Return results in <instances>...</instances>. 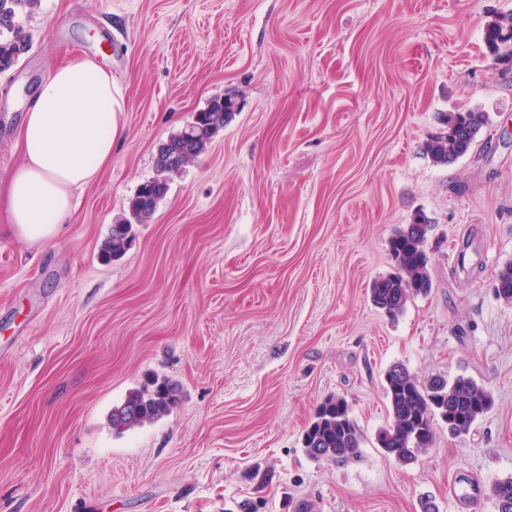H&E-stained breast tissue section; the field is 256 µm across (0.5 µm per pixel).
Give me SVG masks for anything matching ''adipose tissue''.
Returning a JSON list of instances; mask_svg holds the SVG:
<instances>
[{
  "label": "adipose tissue",
  "mask_w": 512,
  "mask_h": 512,
  "mask_svg": "<svg viewBox=\"0 0 512 512\" xmlns=\"http://www.w3.org/2000/svg\"><path fill=\"white\" fill-rule=\"evenodd\" d=\"M126 103L112 74L75 56L29 102L19 132L21 161L0 186V223L30 242L49 243L72 215V192L112 160Z\"/></svg>",
  "instance_id": "obj_1"
}]
</instances>
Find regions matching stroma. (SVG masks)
I'll use <instances>...</instances> for the list:
<instances>
[{
    "label": "stroma",
    "mask_w": 512,
    "mask_h": 512,
    "mask_svg": "<svg viewBox=\"0 0 512 512\" xmlns=\"http://www.w3.org/2000/svg\"><path fill=\"white\" fill-rule=\"evenodd\" d=\"M512 0H38L29 50L0 73V181L35 89L78 53L126 100L98 179L51 243L0 231V512H457L448 487L512 476V58L484 43ZM239 112L170 182L121 258L99 250L155 173L159 146L206 102ZM490 124L447 167L421 146L438 113ZM433 287L388 318L369 298L388 239L416 211ZM464 374L492 409L439 427L413 464L376 444L382 382ZM178 381L169 416L116 433L150 373ZM344 397L357 460L309 458L304 427Z\"/></svg>",
    "instance_id": "35a3bbf8"
}]
</instances>
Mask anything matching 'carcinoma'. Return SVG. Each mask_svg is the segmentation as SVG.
Listing matches in <instances>:
<instances>
[{
    "label": "carcinoma",
    "instance_id": "cac0c4a2",
    "mask_svg": "<svg viewBox=\"0 0 512 512\" xmlns=\"http://www.w3.org/2000/svg\"><path fill=\"white\" fill-rule=\"evenodd\" d=\"M37 0H0V73L10 69L30 47L29 38L16 23V9L32 7ZM488 52L495 56L512 55V13H503L489 21L484 29ZM232 92L224 98H212L205 109L195 113L189 126L171 135L170 153L155 163L156 175L144 181L127 208L112 224L101 245L105 260L122 257L131 245L134 226L143 223L140 214L148 211L156 199L169 190L171 178L184 164L198 158L213 139L229 125L237 114ZM439 132L423 144L424 154L437 166H450L472 149L487 115L473 109L443 112L438 117ZM433 224L423 212L395 229L388 240L393 272L375 279L370 287L373 304L391 318L401 314L407 303L432 289L427 243ZM500 288L496 294L505 304H512V263L496 275ZM388 402L389 422L379 430L376 443L385 456L400 465L414 462L432 447L435 426L446 419L448 434L459 436L469 432L474 423L493 405L490 391L474 379L460 375L453 380L444 377L422 381L402 363L391 365L382 383ZM182 402L178 383L167 376L153 374L127 394L124 401L112 407L110 423L124 432L152 424L171 414ZM363 435L351 416L347 401L329 396L317 407L302 434V446L313 459L326 458L348 463L358 458ZM498 512H512V477L493 487Z\"/></svg>",
    "mask_w": 512,
    "mask_h": 512
}]
</instances>
